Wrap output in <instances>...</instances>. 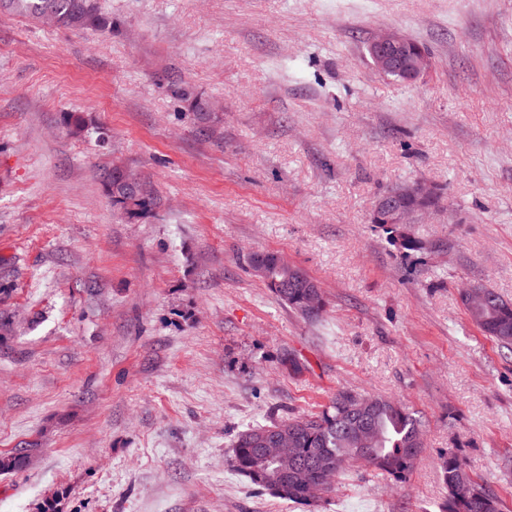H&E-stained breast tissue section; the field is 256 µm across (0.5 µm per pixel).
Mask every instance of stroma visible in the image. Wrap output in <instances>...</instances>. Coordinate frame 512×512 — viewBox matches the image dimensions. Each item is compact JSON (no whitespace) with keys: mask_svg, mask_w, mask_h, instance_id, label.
Here are the masks:
<instances>
[{"mask_svg":"<svg viewBox=\"0 0 512 512\" xmlns=\"http://www.w3.org/2000/svg\"><path fill=\"white\" fill-rule=\"evenodd\" d=\"M98 4L112 33L0 14V454L34 451L0 512H441L451 448L512 512V345L459 297L512 300V0ZM385 31L429 72L377 70ZM115 163L148 212L113 205ZM414 180L443 204L407 253L370 206ZM259 251L318 282L319 320ZM342 388L421 419L406 482L354 463L296 505L235 471L240 431ZM106 186L113 203L124 210L126 214L134 215L143 212L154 202V198L148 193L143 182L121 166H112V170L107 176ZM130 186L137 188V197L132 206L127 205V200L130 199L128 196ZM247 265L255 276L288 307L303 317L317 320L324 306L312 310L309 308V294L319 286L313 282L310 288H302L301 284H309L313 280L301 269L287 264L277 252L263 251L248 255ZM258 271H262L261 274Z\"/></svg>","mask_w":512,"mask_h":512,"instance_id":"1","label":"stroma"}]
</instances>
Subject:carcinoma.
Instances as JSON below:
<instances>
[{"label":"carcinoma","mask_w":512,"mask_h":512,"mask_svg":"<svg viewBox=\"0 0 512 512\" xmlns=\"http://www.w3.org/2000/svg\"><path fill=\"white\" fill-rule=\"evenodd\" d=\"M0 13L19 15L41 23L71 30L94 28L112 32V16L101 11L96 0H0ZM107 190L114 204L124 213L134 215L147 210L154 198L143 182L123 167L114 165L109 171ZM392 243L405 251L418 252L422 244L414 237L394 235L391 225L377 222ZM247 265L265 285L288 307L303 317L316 320L321 309L309 308L307 287L310 278L301 269L287 264L280 254L263 251L247 257ZM487 298L471 305L460 299L470 319L481 331L503 344H512V302L491 288ZM364 424L376 437L367 464L396 483L404 482L424 447L422 422L400 402L371 397L351 390H339L321 412L300 418H285L240 432L233 444L235 470L253 486L266 490L292 503L310 505L330 492L321 466L344 457L338 469L362 459L356 454L355 428ZM288 431L291 458L271 456L262 451L266 443L280 431ZM33 449L20 448L0 455V472L19 470L28 463ZM440 472L448 490L444 512H501L496 492L479 484L466 470L459 450L440 456Z\"/></svg>","instance_id":"1"}]
</instances>
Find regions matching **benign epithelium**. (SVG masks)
Instances as JSON below:
<instances>
[{"label":"benign epithelium","mask_w":512,"mask_h":512,"mask_svg":"<svg viewBox=\"0 0 512 512\" xmlns=\"http://www.w3.org/2000/svg\"><path fill=\"white\" fill-rule=\"evenodd\" d=\"M409 38L394 32H383L372 38L369 44L371 58L376 69L394 72L406 82L422 77L432 65L425 50L408 49ZM435 187L422 181H412L378 194L371 206V215H383L390 224H412L414 218L435 209L432 201Z\"/></svg>","instance_id":"benign-epithelium-1"}]
</instances>
